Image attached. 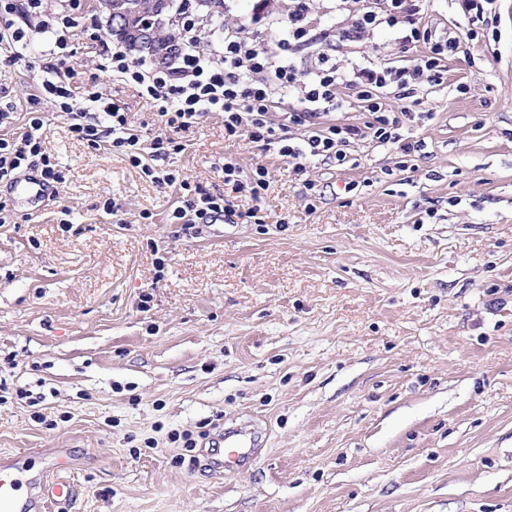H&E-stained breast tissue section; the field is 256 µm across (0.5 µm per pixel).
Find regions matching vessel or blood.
<instances>
[{"label": "vessel or blood", "mask_w": 512, "mask_h": 512, "mask_svg": "<svg viewBox=\"0 0 512 512\" xmlns=\"http://www.w3.org/2000/svg\"><path fill=\"white\" fill-rule=\"evenodd\" d=\"M11 185L14 193L30 204L46 201L51 193L42 177L30 172L15 177ZM256 446L254 437L231 431L220 433L213 440L210 464L217 469L243 465L252 458ZM52 468L57 471V478L28 473L19 457L0 465V512H47L49 506L71 501L75 488L60 477L61 472L69 470V460L57 455ZM23 483L28 491L21 496L17 490Z\"/></svg>", "instance_id": "vessel-or-blood-1"}]
</instances>
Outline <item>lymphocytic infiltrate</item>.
Wrapping results in <instances>:
<instances>
[{
    "label": "lymphocytic infiltrate",
    "mask_w": 512,
    "mask_h": 512,
    "mask_svg": "<svg viewBox=\"0 0 512 512\" xmlns=\"http://www.w3.org/2000/svg\"><path fill=\"white\" fill-rule=\"evenodd\" d=\"M18 10L25 15L21 27L12 18ZM308 15L307 0H298L288 17L286 33L270 48L248 42L231 30L203 48L194 41H184L172 64L138 62L125 48H113L109 53L113 78L136 87L154 109L160 131L149 139L141 127L133 124L128 112L104 97L96 85H89L81 105H74L68 74L62 69L74 51L76 27L67 0H0V47L8 49L6 64L21 60L36 42L41 45L42 55L50 59L43 70L42 95L31 98L32 111L20 139L0 138V182L35 170L47 183H61L58 164L41 140L44 120L37 107L44 98L68 115L72 137L94 149L124 156L157 186L178 189L181 204L171 213L174 224L181 223L190 212L206 224H230L238 216L247 222L258 218L257 210L237 213L223 195L181 179L178 171L157 166L158 161L184 151L180 133L196 127L213 112L223 115L225 135H247L251 143L288 160L298 173L303 170V158L309 155L344 165L348 147L368 137L382 145L400 143L406 156L421 151L419 143L401 142L396 131L398 120L382 109L376 92L393 84L409 95L422 85L437 82L449 53L457 51L458 42L432 43L428 55L411 66L362 68L347 81L324 53L309 71L296 66L300 47L310 39ZM383 23L409 27L415 42L428 37L427 31L417 26L408 0H388L383 11L365 12L343 35L354 41L363 30ZM346 81L367 102L372 122L364 128L354 124L322 126L323 116L342 108L336 90ZM279 93L293 95L299 103L298 110L287 113L286 118L289 124L308 127L309 133L302 141H293L279 132L274 119L275 96Z\"/></svg>",
    "instance_id": "obj_1"
}]
</instances>
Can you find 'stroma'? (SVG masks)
Here are the masks:
<instances>
[{
  "label": "stroma",
  "mask_w": 512,
  "mask_h": 512,
  "mask_svg": "<svg viewBox=\"0 0 512 512\" xmlns=\"http://www.w3.org/2000/svg\"><path fill=\"white\" fill-rule=\"evenodd\" d=\"M292 4L224 0V25L268 46ZM371 4L310 0L341 73L428 54L404 26L343 40ZM414 4L433 40L460 47L413 97L378 92L402 141L424 145L410 168L367 138L345 165L309 157L299 176L225 137L217 114L171 158L237 210L259 208L258 224L181 230L175 190L71 137L42 101L63 183L34 210L0 184V460L41 471L65 449L67 512H512V0L481 17ZM72 15L71 89L96 83L152 122L106 65L95 0ZM43 65L35 49L0 66L5 137L22 133ZM224 158L267 169L260 200L225 187ZM246 425L266 435L260 457L213 471V438Z\"/></svg>",
  "instance_id": "1"
}]
</instances>
